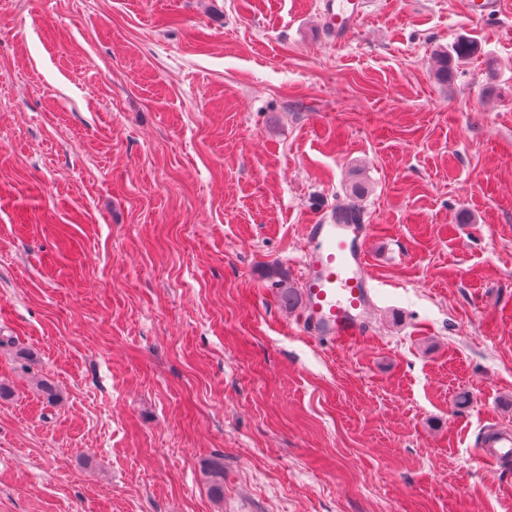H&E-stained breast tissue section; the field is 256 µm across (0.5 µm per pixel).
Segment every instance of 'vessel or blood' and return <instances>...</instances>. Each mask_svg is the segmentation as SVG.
Segmentation results:
<instances>
[{
  "label": "vessel or blood",
  "instance_id": "b4317fda",
  "mask_svg": "<svg viewBox=\"0 0 512 512\" xmlns=\"http://www.w3.org/2000/svg\"><path fill=\"white\" fill-rule=\"evenodd\" d=\"M306 236L303 327L314 338L351 343L366 332V228L333 221L308 225ZM481 454L493 462L511 458L512 434L500 435Z\"/></svg>",
  "mask_w": 512,
  "mask_h": 512
}]
</instances>
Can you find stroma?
I'll return each mask as SVG.
<instances>
[{
  "mask_svg": "<svg viewBox=\"0 0 512 512\" xmlns=\"http://www.w3.org/2000/svg\"><path fill=\"white\" fill-rule=\"evenodd\" d=\"M345 25L0 0V512H512V0ZM350 205L374 303L327 344L267 270ZM478 44L471 39H458L451 47V51L440 50L437 53L439 67L436 77L439 81L448 82L456 72L458 63L469 59L477 53ZM481 455L487 460L500 462L512 457V434H501L499 438L486 448H479ZM206 477L211 495L216 499L224 497V461L220 458L210 460L205 465Z\"/></svg>",
  "mask_w": 512,
  "mask_h": 512,
  "instance_id": "obj_1",
  "label": "stroma"
}]
</instances>
